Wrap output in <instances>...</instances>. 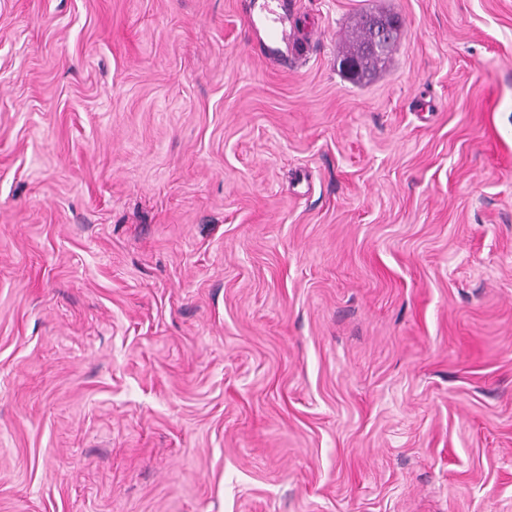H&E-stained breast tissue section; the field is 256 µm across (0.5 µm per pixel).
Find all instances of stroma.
<instances>
[{
  "instance_id": "1",
  "label": "stroma",
  "mask_w": 512,
  "mask_h": 512,
  "mask_svg": "<svg viewBox=\"0 0 512 512\" xmlns=\"http://www.w3.org/2000/svg\"><path fill=\"white\" fill-rule=\"evenodd\" d=\"M285 2L0 0V512H512V0ZM369 13H365L360 17L358 23L359 38L356 40L358 47L354 53L347 56L344 61H354L358 67V72L355 64L348 63L344 67L350 72H357L354 78H362L369 74L374 68L381 63L382 58L378 55L367 51L366 44L369 42L372 36L371 22L373 17ZM343 61V62H344Z\"/></svg>"
}]
</instances>
